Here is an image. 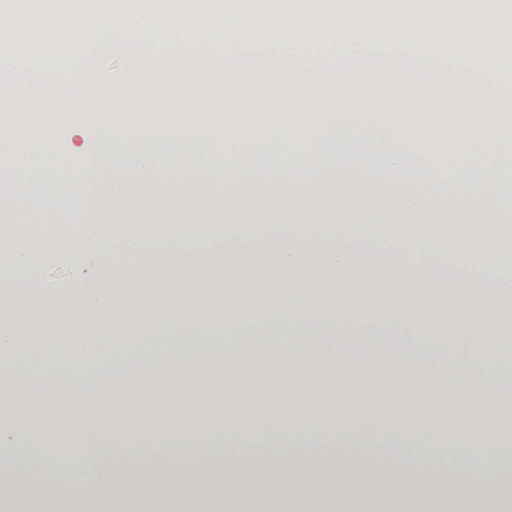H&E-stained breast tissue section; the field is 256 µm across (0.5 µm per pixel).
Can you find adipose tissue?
I'll use <instances>...</instances> for the list:
<instances>
[{
	"label": "adipose tissue",
	"mask_w": 512,
	"mask_h": 512,
	"mask_svg": "<svg viewBox=\"0 0 512 512\" xmlns=\"http://www.w3.org/2000/svg\"><path fill=\"white\" fill-rule=\"evenodd\" d=\"M78 58L0 10V512H512V114L55 107ZM38 276L46 288L58 294L68 293L74 282L82 275L83 270L77 258L63 248L51 245L42 248Z\"/></svg>",
	"instance_id": "ef3b65f1"
}]
</instances>
